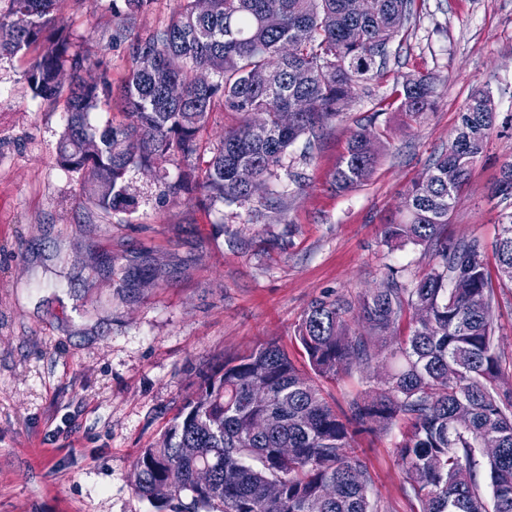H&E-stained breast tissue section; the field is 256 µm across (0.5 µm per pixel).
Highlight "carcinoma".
Wrapping results in <instances>:
<instances>
[{"label": "carcinoma", "instance_id": "carcinoma-1", "mask_svg": "<svg viewBox=\"0 0 512 512\" xmlns=\"http://www.w3.org/2000/svg\"><path fill=\"white\" fill-rule=\"evenodd\" d=\"M62 0H9L0 14V54L42 42L27 71L34 97L65 98L67 118L56 148L58 166L85 175L88 200L103 211L130 209L126 176L133 169L161 179L158 161L187 160L215 99L242 122L224 132L202 177L192 170L165 183L172 196L198 192L229 205L276 200L258 195L284 168L288 147L306 149L348 107L356 87L374 76L390 43L409 21L414 0H371L362 17L346 0H183L169 23L132 43L134 60L123 96L126 122L98 126L90 113L112 101V81L99 61L77 50L64 28L51 30ZM152 0L112 2L115 16H133ZM276 13L281 25L265 17ZM218 77L208 86L196 75ZM435 88L424 77L403 82L400 110L430 111ZM306 97L308 112L292 113ZM262 116L259 121L251 115ZM489 93L474 94L454 139L433 160L434 179L414 184L406 216L383 225L396 247L420 246L429 269L404 281L391 275L380 291L357 301L311 303L298 338L311 369L334 378L376 362L365 395L338 412L273 343L261 344L208 378L186 402L161 444L139 451L136 492L168 512H381L370 496L367 463L352 446L360 431L400 426L395 450L402 491L419 512H512V371L495 343L496 285L512 284V212L504 214L492 255L476 235L448 239L449 215L495 128ZM382 148L361 126L332 175L338 190L366 181ZM249 168L254 183L238 180ZM457 172L448 184V168ZM512 199V160L495 186ZM359 312L367 332L352 331ZM408 334H401L403 326ZM293 448L292 456L278 449ZM204 472L210 482L199 487Z\"/></svg>", "mask_w": 512, "mask_h": 512}]
</instances>
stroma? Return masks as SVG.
Instances as JSON below:
<instances>
[{
	"mask_svg": "<svg viewBox=\"0 0 512 512\" xmlns=\"http://www.w3.org/2000/svg\"><path fill=\"white\" fill-rule=\"evenodd\" d=\"M181 0H153L129 20L112 0H65L57 22L113 89L134 65L132 38L167 23ZM33 44L0 55V512H157L134 489L140 449L160 440L207 373L277 342L308 371L296 330L323 297L357 300L389 271L422 276L421 247L389 248L383 226L401 215L407 189L453 139L479 91L498 126L464 187L448 236L493 244L506 205L492 190L512 160V0H415L386 66L364 83L313 150L286 155L295 182H271L275 208L207 206L165 195L153 176L128 175L132 210L103 212L82 195L83 176L60 169L56 144L66 103L33 98ZM434 80L433 109L398 108L404 76ZM374 120L383 147L370 177L335 191L331 175L351 134ZM238 113L215 102L196 155L173 157L170 178L203 174ZM368 369L322 381L343 409L366 388ZM398 430L361 435L385 512H414L401 491Z\"/></svg>",
	"mask_w": 512,
	"mask_h": 512,
	"instance_id": "stroma-1",
	"label": "stroma"
}]
</instances>
